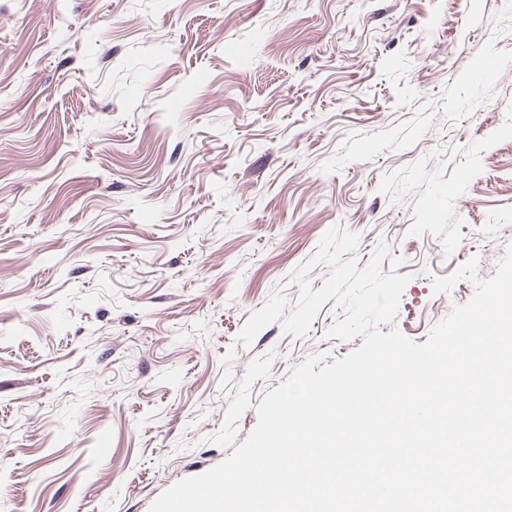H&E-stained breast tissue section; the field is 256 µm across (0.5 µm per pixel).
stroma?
Segmentation results:
<instances>
[{"mask_svg": "<svg viewBox=\"0 0 512 512\" xmlns=\"http://www.w3.org/2000/svg\"><path fill=\"white\" fill-rule=\"evenodd\" d=\"M507 225L512 0H0V512H150L358 349L334 299L238 340L329 229L422 344Z\"/></svg>", "mask_w": 512, "mask_h": 512, "instance_id": "35a3bbf8", "label": "stroma"}]
</instances>
